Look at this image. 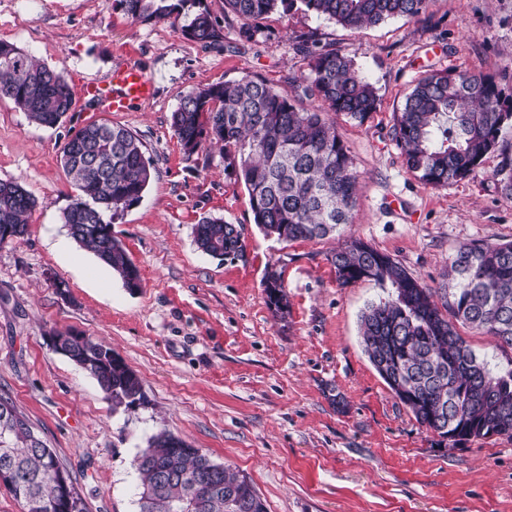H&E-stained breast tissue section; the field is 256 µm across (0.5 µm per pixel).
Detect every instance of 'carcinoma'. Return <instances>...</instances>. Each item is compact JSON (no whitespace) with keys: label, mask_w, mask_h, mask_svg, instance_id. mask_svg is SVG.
I'll use <instances>...</instances> for the list:
<instances>
[{"label":"carcinoma","mask_w":512,"mask_h":512,"mask_svg":"<svg viewBox=\"0 0 512 512\" xmlns=\"http://www.w3.org/2000/svg\"><path fill=\"white\" fill-rule=\"evenodd\" d=\"M133 20H166L177 5L169 0H119ZM429 0H224V13L241 27L278 10L306 11L350 30L388 19H427ZM184 35L205 47L221 46L224 29L202 9L189 16ZM296 50L310 58L311 77L290 82V92L263 79L243 76L188 92L171 115V126L187 157L203 142L224 147V160L248 195L254 224L281 242L320 239L352 223L359 178L336 129L335 115L364 122L378 105L374 85L339 50ZM74 91L56 71L37 63L13 44L0 42V98L11 99L36 124H61L74 105ZM313 98L327 110L302 108ZM512 97L490 77L467 71L432 70L421 77L391 129L407 168L426 185L446 187L475 174L484 158L498 153L494 176L512 200ZM62 168L79 191L63 213L70 236L129 285L138 272L112 236L105 212L117 214L142 198L152 163L127 128L90 122L64 144ZM36 200L17 182H0V245L24 237ZM194 241L212 257L244 249L240 229L222 218L195 225ZM10 238H5V235ZM342 287L371 281L388 297L360 316L362 344L371 364L382 356L409 397L401 399L415 419L437 431L448 420L458 439L512 437V369L495 372L457 331L462 324L512 348V241L482 240L452 255L448 282L438 289L421 284L389 255L357 238L330 256ZM265 288L282 299L280 275L269 272ZM66 357L95 379L114 408H133L146 398L138 376L112 347L85 336L79 342L57 333ZM0 470L13 473L7 489L27 512H59L56 453L35 435L29 421L0 396ZM140 477L138 512H267L251 481L217 463L201 449L162 430L136 461Z\"/></svg>","instance_id":"1"}]
</instances>
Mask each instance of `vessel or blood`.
Wrapping results in <instances>:
<instances>
[{
    "label": "vessel or blood",
    "mask_w": 512,
    "mask_h": 512,
    "mask_svg": "<svg viewBox=\"0 0 512 512\" xmlns=\"http://www.w3.org/2000/svg\"><path fill=\"white\" fill-rule=\"evenodd\" d=\"M155 93L153 80L136 64L115 67L106 81H88L81 85L80 95L95 104L101 112H129L150 101Z\"/></svg>",
    "instance_id": "b4317fda"
}]
</instances>
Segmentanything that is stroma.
<instances>
[{"mask_svg": "<svg viewBox=\"0 0 512 512\" xmlns=\"http://www.w3.org/2000/svg\"><path fill=\"white\" fill-rule=\"evenodd\" d=\"M429 12L426 23L398 17L350 30L276 11L251 39L225 26L213 49L180 22L131 19L118 0H0V41L72 87L126 62L157 86L129 112L93 114L76 100L53 128L0 98V181L36 200L27 234L0 245V396L53 448L87 512H137L135 458L161 430L247 476L268 512H512V438L455 443L421 426L362 345L360 315L384 291L340 286L329 262L355 237L437 288L459 246L512 241L498 155L434 188L407 169L390 136L429 70L489 76L512 94V0H431ZM304 40L351 55L379 101L365 122L336 118L360 175L351 223L332 237L282 243L256 227L219 148L206 142L184 155L171 114L189 91L245 75L288 91L289 79L310 74L295 50ZM93 120L129 129L152 161L141 200L112 221L140 272L133 291L63 222L78 191L61 149ZM206 216L241 228L243 255L221 260L197 248L193 227ZM270 270L283 286L278 306L264 288ZM68 330L111 345L146 403L113 409L90 375L50 348L49 334Z\"/></svg>", "mask_w": 512, "mask_h": 512, "instance_id": "stroma-1", "label": "stroma"}]
</instances>
